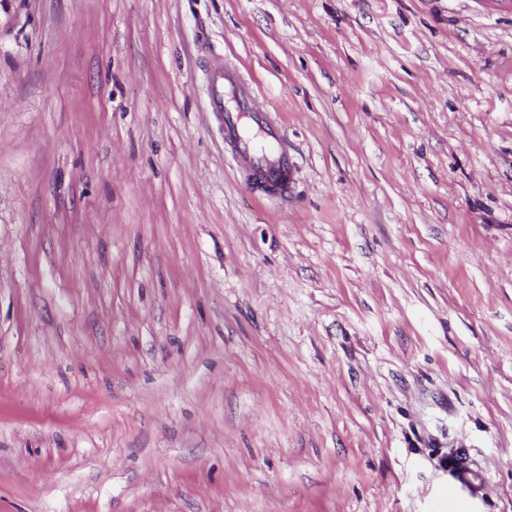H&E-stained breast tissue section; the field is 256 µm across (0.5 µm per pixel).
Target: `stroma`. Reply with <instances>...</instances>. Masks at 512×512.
Instances as JSON below:
<instances>
[{"label":"stroma","mask_w":512,"mask_h":512,"mask_svg":"<svg viewBox=\"0 0 512 512\" xmlns=\"http://www.w3.org/2000/svg\"><path fill=\"white\" fill-rule=\"evenodd\" d=\"M13 10L0 512H512V0ZM216 55L289 196L240 173ZM211 106L214 112H223L224 132L233 139L240 167L248 179L260 183L262 186L257 187L265 193L287 194L293 160L284 146L279 124L272 112L257 104L252 87L235 68L226 66L215 71ZM245 127L255 137L246 136Z\"/></svg>","instance_id":"1"}]
</instances>
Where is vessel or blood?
<instances>
[{
	"label": "vessel or blood",
	"mask_w": 512,
	"mask_h": 512,
	"mask_svg": "<svg viewBox=\"0 0 512 512\" xmlns=\"http://www.w3.org/2000/svg\"><path fill=\"white\" fill-rule=\"evenodd\" d=\"M211 106L223 115L224 130L232 138L240 167L247 177L276 195L288 192L293 160L283 143L278 123L261 108L245 78L232 67L216 70Z\"/></svg>",
	"instance_id": "b4317fda"
}]
</instances>
